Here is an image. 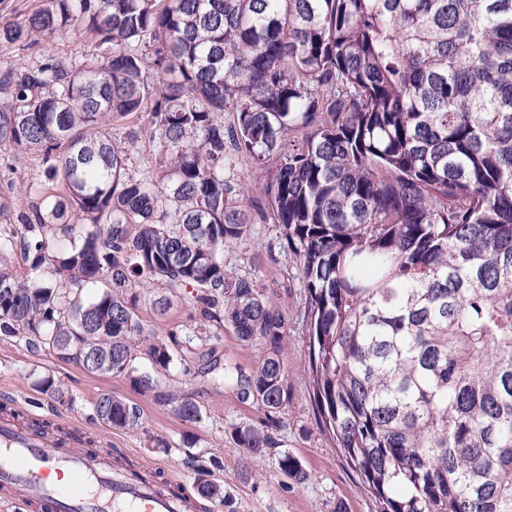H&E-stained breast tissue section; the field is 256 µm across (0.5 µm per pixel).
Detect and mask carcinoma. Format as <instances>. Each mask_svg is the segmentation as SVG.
<instances>
[{
    "label": "carcinoma",
    "mask_w": 512,
    "mask_h": 512,
    "mask_svg": "<svg viewBox=\"0 0 512 512\" xmlns=\"http://www.w3.org/2000/svg\"><path fill=\"white\" fill-rule=\"evenodd\" d=\"M76 23L89 63L0 72V151L39 159L0 232L25 263H0V333L154 390L179 340L143 335L130 288L186 290L201 323L270 346L215 378L264 409L231 433L263 457L291 397L287 320L224 269L255 190L302 275L317 425L377 512H512V0H38L0 45ZM143 117L134 175L112 130ZM240 160L253 183L225 176ZM94 409L141 419L109 393Z\"/></svg>",
    "instance_id": "carcinoma-1"
}]
</instances>
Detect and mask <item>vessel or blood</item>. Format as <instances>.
<instances>
[{"instance_id": "1", "label": "vessel or blood", "mask_w": 512, "mask_h": 512, "mask_svg": "<svg viewBox=\"0 0 512 512\" xmlns=\"http://www.w3.org/2000/svg\"><path fill=\"white\" fill-rule=\"evenodd\" d=\"M0 502L16 512H195L186 493L135 478L112 449L45 440L0 417Z\"/></svg>"}]
</instances>
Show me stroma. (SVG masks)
I'll list each match as a JSON object with an SVG mask.
<instances>
[{
	"instance_id": "obj_1",
	"label": "stroma",
	"mask_w": 512,
	"mask_h": 512,
	"mask_svg": "<svg viewBox=\"0 0 512 512\" xmlns=\"http://www.w3.org/2000/svg\"><path fill=\"white\" fill-rule=\"evenodd\" d=\"M224 267L256 281L270 303L288 320L281 346L288 367L291 399L275 431L279 442L266 456L254 460L241 453L230 433L233 425H260L263 410L242 402L234 388L212 383L198 374L199 355L214 349L220 364L252 373L267 348L238 340L231 328L218 336L200 339L189 319L184 298L173 297L166 313H157L152 301L161 288L139 291L136 314L145 334L181 336L178 360L160 373L162 385L154 391L137 389L130 375L98 376L85 373L73 362L60 360L49 349H30L25 337L0 336V415H17L19 422L47 420L69 429L78 425L81 438L113 448L121 465L148 478L172 479L193 492L200 475L221 484L223 503L207 502L206 512H376L371 496L341 456L335 442L315 421L304 348L305 290L295 263L283 249L280 229L252 221L246 240L225 250ZM68 387L72 403H59L38 389L44 377ZM103 393L137 403L142 418L136 428L116 429L92 419L95 399ZM199 404V417L182 420L178 405ZM166 440L157 447L154 437ZM297 457L308 473L306 482L287 479L278 469L281 452Z\"/></svg>"
}]
</instances>
